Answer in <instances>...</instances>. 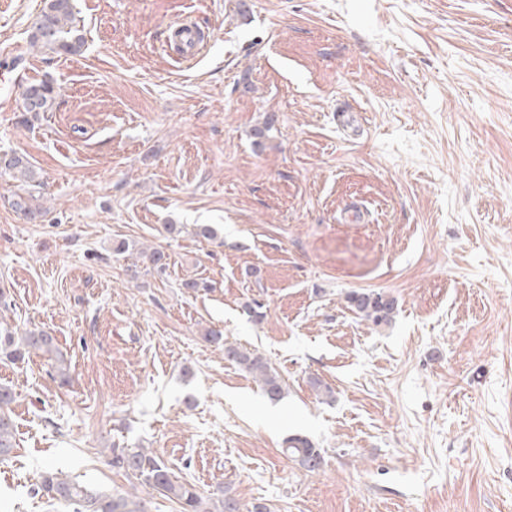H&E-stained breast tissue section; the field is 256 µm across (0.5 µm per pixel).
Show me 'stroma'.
Segmentation results:
<instances>
[{
    "instance_id": "1",
    "label": "stroma",
    "mask_w": 512,
    "mask_h": 512,
    "mask_svg": "<svg viewBox=\"0 0 512 512\" xmlns=\"http://www.w3.org/2000/svg\"><path fill=\"white\" fill-rule=\"evenodd\" d=\"M42 7L0 0V156L40 183L0 170V323L49 330L73 382L0 361V512H50L48 468L129 490L113 446L271 512H512V0H74L77 55L31 46ZM183 15L208 43L179 64ZM42 80L57 105L31 120ZM25 88L31 100L30 103H27L24 98L25 112L32 113L33 117H36L39 115V112H48L53 108L56 96L58 95L53 84L47 81H40L38 83H29ZM348 300L357 313L375 325L390 322L395 313V300L382 294L353 293ZM204 339L218 347H223L224 357L241 366L247 372L257 378L267 397L272 401L280 400L284 394V385L278 373L273 370L268 362L255 351H247L237 346L227 344L220 330L210 329ZM16 395L11 387L0 385V460H6L16 448L12 404ZM283 452L291 461L309 472H315L322 466L324 457L320 448H315L303 437L292 435L284 442Z\"/></svg>"
}]
</instances>
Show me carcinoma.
Instances as JSON below:
<instances>
[{
  "mask_svg": "<svg viewBox=\"0 0 512 512\" xmlns=\"http://www.w3.org/2000/svg\"><path fill=\"white\" fill-rule=\"evenodd\" d=\"M32 45L55 54L75 55L81 52L83 37L74 25L71 0H45L31 35ZM30 102L24 110L35 116L53 108L57 91L47 81L26 85ZM4 168L14 177L26 182L35 181V174L28 163L17 156L3 159ZM351 306L367 320L376 325L388 323L395 313V300L381 294L353 293L348 297ZM204 339L224 349V357L241 366L257 378L267 397L277 401L284 394V385L278 373L255 351L243 350L224 340L221 331L210 329ZM39 352L49 358L56 377L69 382L67 360L57 347L56 338L42 328L25 330L16 336L5 328L0 331V359L18 363L33 353ZM16 395L11 387L0 385V460H5L16 448L15 424L12 404ZM112 467L133 475L140 485L156 490L176 500L182 512H243L237 500L224 496V487L219 486L210 497L201 496L188 482L172 479L167 462L146 448H112ZM284 454L291 461L309 472L322 466L324 457L303 437L292 435L284 440ZM36 492L46 498L50 508L65 505L72 512H148L146 498L135 492L94 491L66 476L46 469L40 474Z\"/></svg>",
  "mask_w": 512,
  "mask_h": 512,
  "instance_id": "cac0c4a2",
  "label": "carcinoma"
}]
</instances>
